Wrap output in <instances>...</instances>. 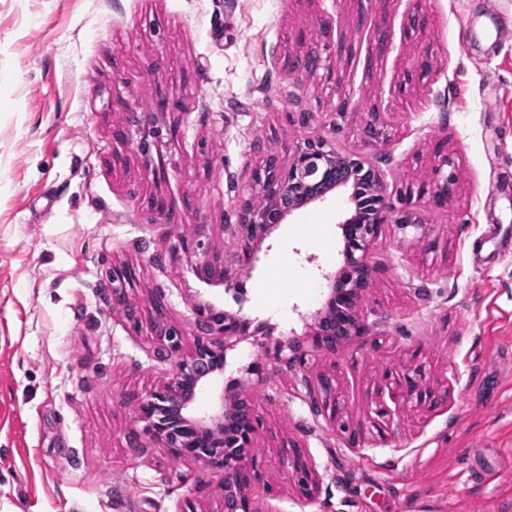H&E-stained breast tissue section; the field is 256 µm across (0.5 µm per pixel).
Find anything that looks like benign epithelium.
Masks as SVG:
<instances>
[{"instance_id": "obj_1", "label": "benign epithelium", "mask_w": 512, "mask_h": 512, "mask_svg": "<svg viewBox=\"0 0 512 512\" xmlns=\"http://www.w3.org/2000/svg\"><path fill=\"white\" fill-rule=\"evenodd\" d=\"M454 185L452 172L436 181L429 190L433 202H444ZM254 188L264 194L266 206L256 208L252 200L246 199L240 206L238 222L224 225L242 242L246 256L251 254L253 244L263 242L294 211L325 201L335 189L348 191L347 199L355 211L341 225L346 262L332 277L328 297L316 312L312 328L315 347L328 350L346 338L363 336L366 325L360 309L372 288L374 273L367 255L383 226L390 223L402 235L420 239L430 233V227L412 208L410 197L402 199V207L393 206L378 169L360 157L336 153L320 139L304 141L286 166L276 159H266L263 168L255 172ZM132 277L130 267L114 265L108 278L113 310L130 322L135 318V307L127 295ZM195 323L197 334L185 355L177 329L159 331L156 354L161 359L175 357L177 361L170 379L140 399L138 420L173 457L222 471L223 512H271L249 492L246 470L255 447L259 414L247 383L237 380L228 384L217 394L210 413L202 416L194 411L198 393L223 372L226 351L245 334L246 321L228 312L199 307ZM276 355L278 361L298 369L306 368L309 361L308 351L296 339L278 344ZM317 385L325 397L324 408L336 417L331 380L321 376ZM295 471L300 489L305 495H312L317 481L310 469L298 465Z\"/></svg>"}]
</instances>
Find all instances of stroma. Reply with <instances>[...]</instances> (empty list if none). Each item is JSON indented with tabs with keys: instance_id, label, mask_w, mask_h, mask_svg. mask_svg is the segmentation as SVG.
Instances as JSON below:
<instances>
[{
	"instance_id": "35a3bbf8",
	"label": "stroma",
	"mask_w": 512,
	"mask_h": 512,
	"mask_svg": "<svg viewBox=\"0 0 512 512\" xmlns=\"http://www.w3.org/2000/svg\"><path fill=\"white\" fill-rule=\"evenodd\" d=\"M495 2L497 25L484 0H0V512H221V473L175 460L135 410L173 369L151 322L188 348L199 306L260 326L195 410L262 362L253 493L273 512H512V0ZM320 50L325 69H289ZM136 108L156 115L164 177L137 129L114 136ZM308 138L370 162L394 200L443 154L456 185L414 198L428 241L383 229L368 336L304 376L272 351L310 339L351 204L337 191L294 212L247 266L224 227L267 157L288 164ZM195 231L202 251L170 257ZM122 264L138 330L112 310ZM411 368L419 397L392 401ZM322 375L334 422L304 384Z\"/></svg>"
}]
</instances>
